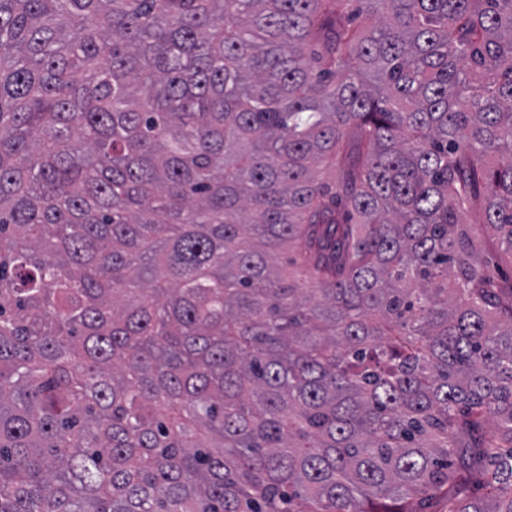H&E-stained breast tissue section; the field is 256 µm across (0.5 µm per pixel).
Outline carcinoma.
<instances>
[{
    "mask_svg": "<svg viewBox=\"0 0 512 512\" xmlns=\"http://www.w3.org/2000/svg\"><path fill=\"white\" fill-rule=\"evenodd\" d=\"M346 2L0 0V512H512V0ZM500 248L496 240H490L484 251L481 253L482 262L486 263L488 268L496 275V277L507 282L512 281V264L508 262L506 256L500 258ZM487 260V262H485Z\"/></svg>",
    "mask_w": 512,
    "mask_h": 512,
    "instance_id": "1",
    "label": "carcinoma"
}]
</instances>
